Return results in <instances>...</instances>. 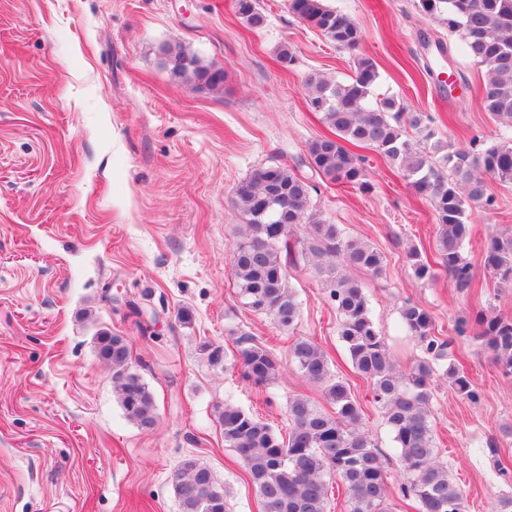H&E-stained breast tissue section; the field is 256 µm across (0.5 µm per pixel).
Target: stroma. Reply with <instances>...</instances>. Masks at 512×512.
<instances>
[{"label":"stroma","mask_w":512,"mask_h":512,"mask_svg":"<svg viewBox=\"0 0 512 512\" xmlns=\"http://www.w3.org/2000/svg\"><path fill=\"white\" fill-rule=\"evenodd\" d=\"M363 31L360 54L377 65L376 94L431 113L435 136L455 146L503 142L483 111L484 69L459 34L425 16L419 0H328ZM262 29L245 26L234 0H0V512H180L172 475L188 458L211 469L230 512H259L255 491L225 448L218 410L233 402L278 432L287 404L322 402L288 358L298 336L328 351L332 369L365 407V425L386 456L394 512H415L397 491L400 464L370 388L354 373L336 335V312L311 262L288 283L301 316L283 332L235 293L231 254L242 218L232 197L257 169L282 164L311 185L328 223L372 241L384 270L358 272L371 316L400 369L420 357L400 327L410 300L437 329L494 308L512 316V288L484 267L492 232L512 228V183L491 181L492 207L470 212L464 255L474 282L417 279L409 246L435 252L430 202L376 152L364 150L372 188L329 183L307 160L327 133L307 104L306 79L341 80L353 56L288 10L259 0ZM452 50L436 58L432 41ZM295 55L278 59L281 45ZM179 45L222 67L224 86L200 90L173 80L162 49ZM465 74L462 97L435 70ZM127 336L133 363L153 392L157 423L126 419L112 369L94 351L97 330ZM247 332L282 362L263 389L211 363L203 344ZM456 355L479 387L473 404L445 381L433 390L438 457L467 496V512H494L506 488L481 453L494 439L512 464V379L488 350L463 336Z\"/></svg>","instance_id":"35a3bbf8"}]
</instances>
